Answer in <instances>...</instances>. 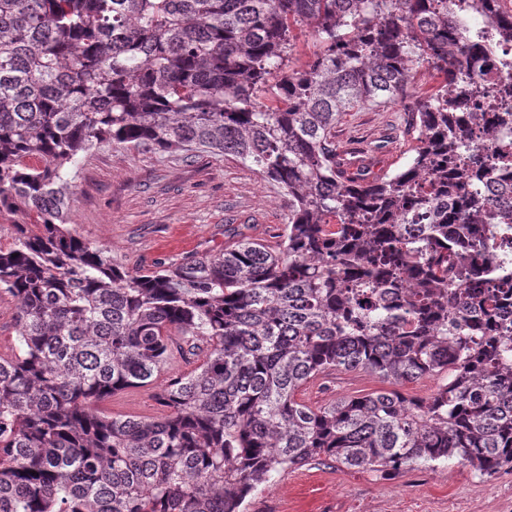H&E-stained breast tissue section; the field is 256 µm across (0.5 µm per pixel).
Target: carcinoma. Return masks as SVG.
I'll return each instance as SVG.
<instances>
[{"label": "carcinoma", "instance_id": "cac0c4a2", "mask_svg": "<svg viewBox=\"0 0 512 512\" xmlns=\"http://www.w3.org/2000/svg\"><path fill=\"white\" fill-rule=\"evenodd\" d=\"M506 0H0V249L18 345L0 354V512H246L316 462L512 471V41ZM488 29L469 28L474 14ZM317 50L292 69L291 26ZM406 168L348 172L336 124L410 95ZM495 112H466L487 96ZM233 155L288 193L276 249L247 240L129 272L66 227L82 154ZM179 336L204 354L158 419L98 403L150 387ZM392 385L312 406L329 370ZM443 383L427 399L396 386ZM511 46V47H510ZM503 62H511L512 65V41L511 45H493L492 52L488 53L486 61L480 62V68L483 69L485 76L490 81L496 82L504 77V73L510 72L511 68L506 67ZM36 214L23 209L12 211L2 210L0 212V247L8 248L14 240L15 224H37Z\"/></svg>", "mask_w": 512, "mask_h": 512}]
</instances>
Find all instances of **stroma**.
Segmentation results:
<instances>
[{
  "label": "stroma",
  "mask_w": 512,
  "mask_h": 512,
  "mask_svg": "<svg viewBox=\"0 0 512 512\" xmlns=\"http://www.w3.org/2000/svg\"><path fill=\"white\" fill-rule=\"evenodd\" d=\"M410 116L405 101L355 107L336 125L338 150L370 179L403 168L414 144ZM288 214L287 192L234 156L104 144L81 162L69 227L137 271L243 239L276 246ZM383 387L373 373L335 371L308 383L301 397L317 406ZM101 407L149 419L168 412L146 388L120 392ZM247 512H512V472L487 478L455 459L392 476L311 465L276 475L252 495Z\"/></svg>",
  "instance_id": "35a3bbf8"
}]
</instances>
